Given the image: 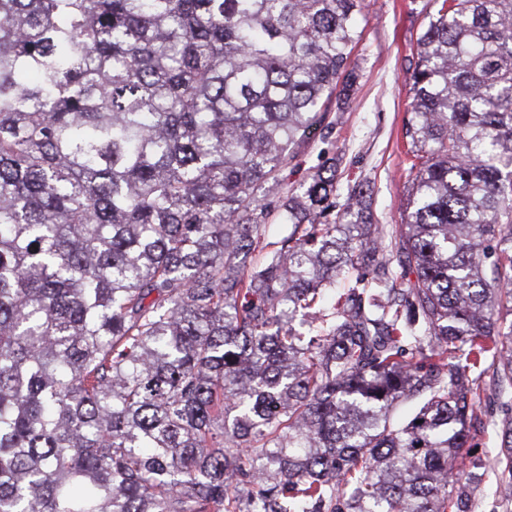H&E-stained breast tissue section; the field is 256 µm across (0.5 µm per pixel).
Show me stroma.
I'll return each instance as SVG.
<instances>
[{
    "instance_id": "1",
    "label": "stroma",
    "mask_w": 512,
    "mask_h": 512,
    "mask_svg": "<svg viewBox=\"0 0 512 512\" xmlns=\"http://www.w3.org/2000/svg\"><path fill=\"white\" fill-rule=\"evenodd\" d=\"M424 0H365L363 38L353 55L358 76L349 105L332 111L336 127L329 140L311 134L288 186L306 179L322 154L341 161V185L369 182L374 221L391 232L407 200L408 165L403 136L412 100L411 73L422 30Z\"/></svg>"
}]
</instances>
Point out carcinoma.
<instances>
[{"label": "carcinoma", "instance_id": "carcinoma-1", "mask_svg": "<svg viewBox=\"0 0 512 512\" xmlns=\"http://www.w3.org/2000/svg\"><path fill=\"white\" fill-rule=\"evenodd\" d=\"M363 5L0 0V512H474L488 426L512 501V0H427L388 239L278 190Z\"/></svg>", "mask_w": 512, "mask_h": 512}]
</instances>
